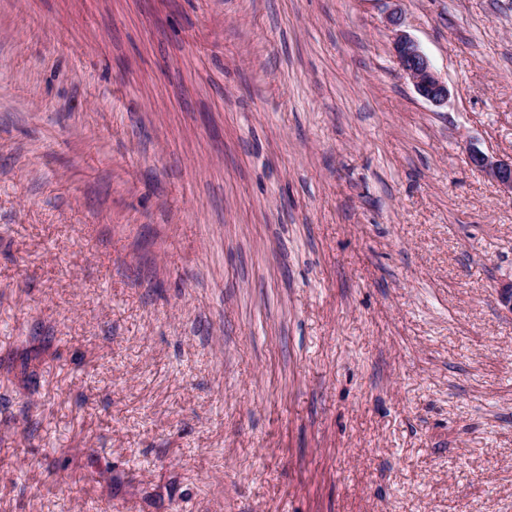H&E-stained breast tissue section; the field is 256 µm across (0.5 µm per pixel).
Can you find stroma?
<instances>
[{"label":"stroma","instance_id":"1","mask_svg":"<svg viewBox=\"0 0 512 512\" xmlns=\"http://www.w3.org/2000/svg\"><path fill=\"white\" fill-rule=\"evenodd\" d=\"M472 146L512 0H0V512H512ZM393 49L402 71L421 97L437 106L448 102L447 85L437 76L426 55L410 36L397 30Z\"/></svg>","mask_w":512,"mask_h":512}]
</instances>
